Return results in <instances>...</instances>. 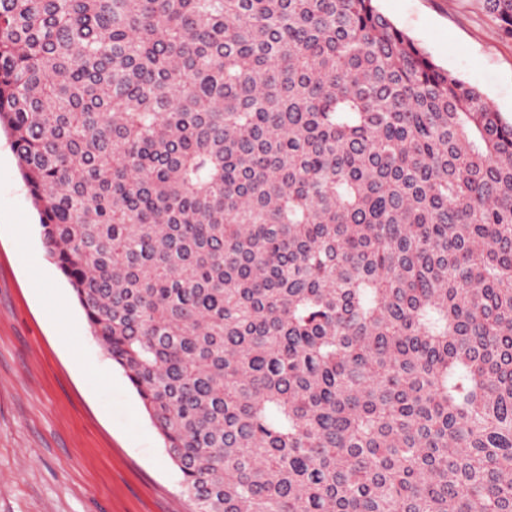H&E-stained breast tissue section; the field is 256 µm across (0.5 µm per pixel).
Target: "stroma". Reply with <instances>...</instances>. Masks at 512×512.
<instances>
[{
    "instance_id": "35a3bbf8",
    "label": "stroma",
    "mask_w": 512,
    "mask_h": 512,
    "mask_svg": "<svg viewBox=\"0 0 512 512\" xmlns=\"http://www.w3.org/2000/svg\"><path fill=\"white\" fill-rule=\"evenodd\" d=\"M512 119V39L486 0H376ZM0 512H195L135 390L48 258L0 130Z\"/></svg>"
}]
</instances>
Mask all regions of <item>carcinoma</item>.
<instances>
[{"label":"carcinoma","instance_id":"cac0c4a2","mask_svg":"<svg viewBox=\"0 0 512 512\" xmlns=\"http://www.w3.org/2000/svg\"><path fill=\"white\" fill-rule=\"evenodd\" d=\"M2 125L196 512H512V121L374 0H0Z\"/></svg>","mask_w":512,"mask_h":512}]
</instances>
